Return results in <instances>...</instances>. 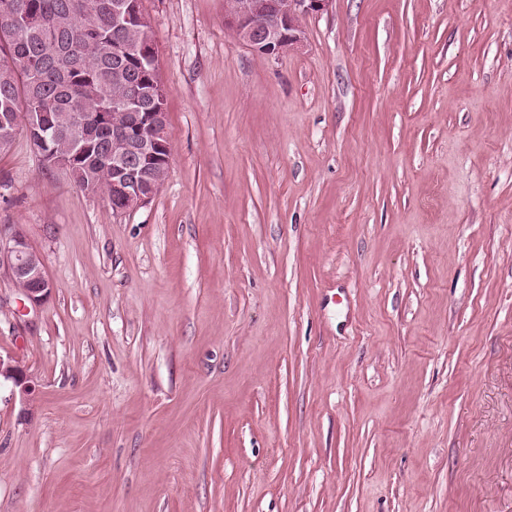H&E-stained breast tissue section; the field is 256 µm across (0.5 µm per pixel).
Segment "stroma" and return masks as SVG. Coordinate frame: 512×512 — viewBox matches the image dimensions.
<instances>
[{
	"instance_id": "stroma-1",
	"label": "stroma",
	"mask_w": 512,
	"mask_h": 512,
	"mask_svg": "<svg viewBox=\"0 0 512 512\" xmlns=\"http://www.w3.org/2000/svg\"><path fill=\"white\" fill-rule=\"evenodd\" d=\"M172 151L113 214L0 153V512H512V0H330L262 56L140 0ZM6 266L15 288L31 308H40L51 297L54 286L47 278L42 254L29 243L18 224L0 226V266ZM2 379L11 382L15 388H18L20 395L28 401L35 392V385L28 376L25 367L13 358H3L0 356V385Z\"/></svg>"
}]
</instances>
